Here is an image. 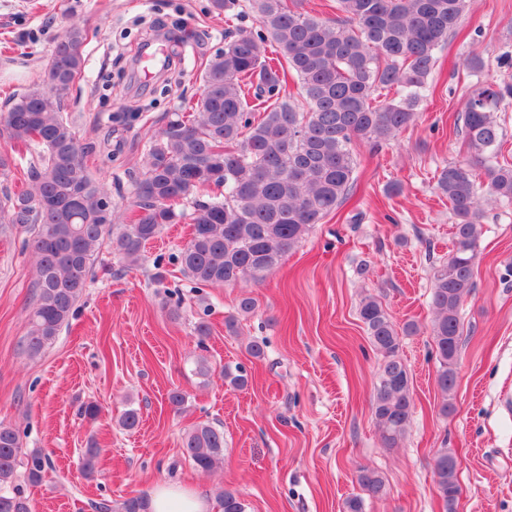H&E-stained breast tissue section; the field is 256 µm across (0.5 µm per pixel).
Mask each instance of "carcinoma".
<instances>
[{"label":"carcinoma","mask_w":512,"mask_h":512,"mask_svg":"<svg viewBox=\"0 0 512 512\" xmlns=\"http://www.w3.org/2000/svg\"><path fill=\"white\" fill-rule=\"evenodd\" d=\"M466 0H335L336 18L301 8L300 0H211L229 19L252 14L253 31L241 24L224 31V48L206 59L202 92L168 117L131 177L130 208L112 223L105 184L86 164L94 141L80 142L63 112V98L85 67L87 32L72 24L55 42L43 83L12 99L0 118V137L29 155L27 186L0 200V223L32 231L33 299L25 349L40 355L77 313L103 248L136 265L145 245L169 224L191 225L186 245L171 259L199 288L261 281L279 267L311 229L336 212L355 186V147L378 149L416 121L431 92L438 51L458 33ZM294 82L297 95L286 92ZM395 97L383 98V92ZM512 101V83L479 84L468 94L462 123L465 156L445 164L435 191L448 201L452 248L434 268L430 327L439 363V410L453 409L461 349L459 309L474 288L483 205L512 203V164L499 160L503 128L497 113ZM381 364L372 415L385 445L394 448L410 423L414 402L410 371L400 349L404 336L380 301L359 307ZM224 382L244 388L240 367H224ZM183 448L194 467L210 472L224 461V432L194 425ZM100 449L82 457L92 477ZM458 458L446 448L433 473L446 512L460 499ZM52 467L37 450L25 451L19 432L0 424V489L18 470L31 484ZM357 482L372 497L384 482L370 468ZM222 512H247L233 491L220 495ZM144 495L123 501L120 512H148ZM0 512H31L19 489L0 492Z\"/></svg>","instance_id":"carcinoma-1"}]
</instances>
